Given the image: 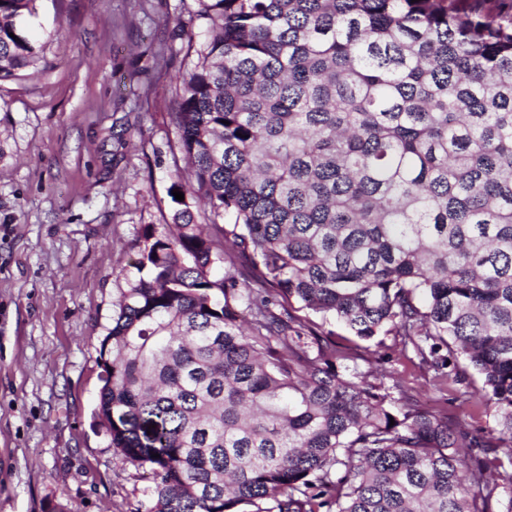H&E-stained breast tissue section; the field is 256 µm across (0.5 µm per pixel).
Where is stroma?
Instances as JSON below:
<instances>
[{"label":"stroma","mask_w":512,"mask_h":512,"mask_svg":"<svg viewBox=\"0 0 512 512\" xmlns=\"http://www.w3.org/2000/svg\"><path fill=\"white\" fill-rule=\"evenodd\" d=\"M39 71L0 83V512H146L150 482L95 424L113 304L147 224L170 221L180 0H38ZM360 372L469 431L394 337Z\"/></svg>","instance_id":"obj_1"}]
</instances>
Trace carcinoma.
Instances as JSON below:
<instances>
[{"label": "carcinoma", "instance_id": "obj_1", "mask_svg": "<svg viewBox=\"0 0 512 512\" xmlns=\"http://www.w3.org/2000/svg\"><path fill=\"white\" fill-rule=\"evenodd\" d=\"M36 2L0 0V81L42 63ZM499 2L195 0L170 113L184 200L143 228L99 351L96 411L150 471L147 512H493L512 485V452L494 456L512 447ZM228 239L242 288L212 274ZM296 304L362 341L401 337L440 388L492 402L497 428L359 379Z\"/></svg>", "mask_w": 512, "mask_h": 512}]
</instances>
